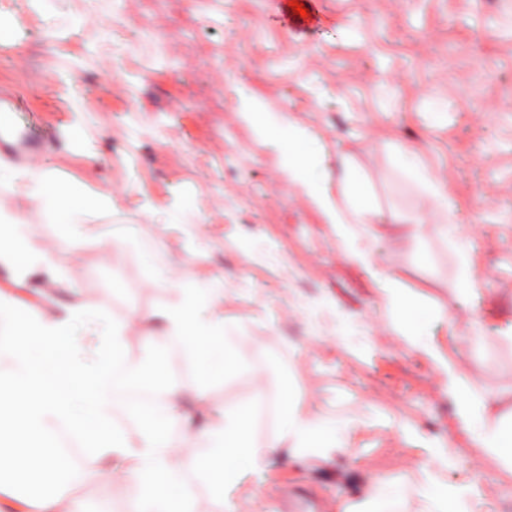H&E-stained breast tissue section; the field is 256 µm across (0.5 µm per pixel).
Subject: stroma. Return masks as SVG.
<instances>
[{"mask_svg": "<svg viewBox=\"0 0 512 512\" xmlns=\"http://www.w3.org/2000/svg\"><path fill=\"white\" fill-rule=\"evenodd\" d=\"M111 22L83 23L86 0H59L50 24L26 0H0L16 20L0 40V87L18 93L12 121L45 147L64 185L112 191L64 265L70 297L120 325L173 294L144 284L142 258L224 292L236 366L209 386L213 413L277 391L288 374L300 407L335 427L339 448L299 463L273 460L267 482L245 477L236 512L370 508L376 480L401 512H418L425 470L473 486L482 512H512V473L459 429L444 363L463 366L491 420L512 418V0H321L304 34L265 0H110ZM111 46L116 70L78 75L87 137L66 142L59 82L85 46ZM290 114L363 173L384 216L362 239L376 266L452 323L435 322L439 358L402 342L385 293L345 260L335 225L291 185L279 149L237 112V87ZM412 150L459 205L473 246L476 306L448 288L458 258L424 188L399 166ZM187 223H172L176 207ZM424 224H409L412 216ZM276 362L264 383L253 371ZM448 445L437 466L431 450ZM87 512H124L129 482L73 489Z\"/></svg>", "mask_w": 512, "mask_h": 512, "instance_id": "stroma-1", "label": "stroma"}]
</instances>
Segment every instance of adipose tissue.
<instances>
[{"mask_svg":"<svg viewBox=\"0 0 512 512\" xmlns=\"http://www.w3.org/2000/svg\"><path fill=\"white\" fill-rule=\"evenodd\" d=\"M240 109L252 117L262 137L279 146L289 176L306 190L326 223L335 225L344 257L382 288L402 334L433 349L429 312L356 242L358 235H372L379 222L362 172L347 161L340 172H332L317 137L287 119L272 120L260 98L242 93ZM401 161L426 186L449 232L455 233L454 199L409 152H402ZM3 181L29 199L38 218L62 224L63 232L53 252L27 237H0V265L17 282L35 275L57 282L62 258L72 253L91 218L106 211L110 192L63 189L43 165L17 167L0 158ZM145 269L147 283L172 287L175 299L154 312L133 314L121 328L103 309L56 297L50 310L25 308L0 289V330L8 333L0 339V357L12 355L10 338L22 342L21 364L8 378H0V494L16 501L15 512H84L81 500L67 492L75 476L104 485L119 469L134 487L126 512H197L203 499L235 512L230 493L244 476L260 483L273 458L322 456L335 448L322 419L301 411L285 380L276 399L278 429L264 443L246 435L247 408L198 421L207 386L217 377L211 355L224 344L219 295L153 261H146ZM134 328L144 329L145 340L154 345L188 347L193 383L161 377L154 363L123 354L125 333ZM90 336L96 339L91 347L86 344ZM447 392L473 446L512 470V424L489 421L486 399L473 396L453 366L447 369ZM60 427L74 440L79 462H71L60 447ZM419 497L420 512H482L470 487L450 488L428 475Z\"/></svg>","mask_w":512,"mask_h":512,"instance_id":"ef3b65f1","label":"adipose tissue"}]
</instances>
